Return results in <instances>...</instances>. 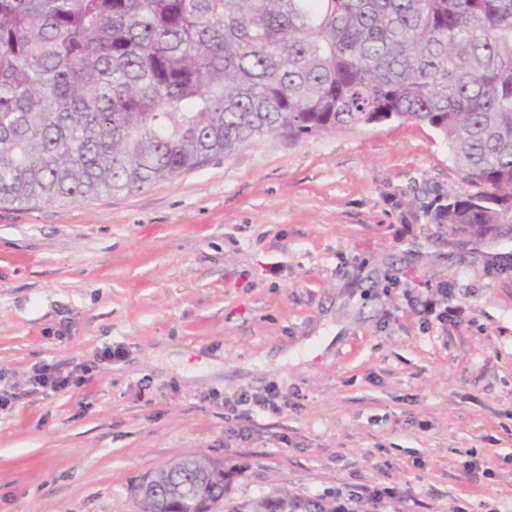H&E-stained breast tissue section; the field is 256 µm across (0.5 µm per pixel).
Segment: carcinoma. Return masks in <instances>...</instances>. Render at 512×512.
Instances as JSON below:
<instances>
[{"mask_svg": "<svg viewBox=\"0 0 512 512\" xmlns=\"http://www.w3.org/2000/svg\"><path fill=\"white\" fill-rule=\"evenodd\" d=\"M448 143L463 187L431 218L512 223V0H0V206L140 191L256 137L389 119ZM172 497L224 498L187 455ZM224 512H345L281 490Z\"/></svg>", "mask_w": 512, "mask_h": 512, "instance_id": "cac0c4a2", "label": "carcinoma"}]
</instances>
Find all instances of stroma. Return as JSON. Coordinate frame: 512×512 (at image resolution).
<instances>
[{"label": "stroma", "instance_id": "1", "mask_svg": "<svg viewBox=\"0 0 512 512\" xmlns=\"http://www.w3.org/2000/svg\"><path fill=\"white\" fill-rule=\"evenodd\" d=\"M461 186L433 128L392 120L0 207V512H135L142 476L199 451L233 500L512 512V226L433 223ZM441 287L462 323L408 305ZM45 366L68 386L34 385ZM272 385L280 415L226 417Z\"/></svg>", "mask_w": 512, "mask_h": 512}]
</instances>
